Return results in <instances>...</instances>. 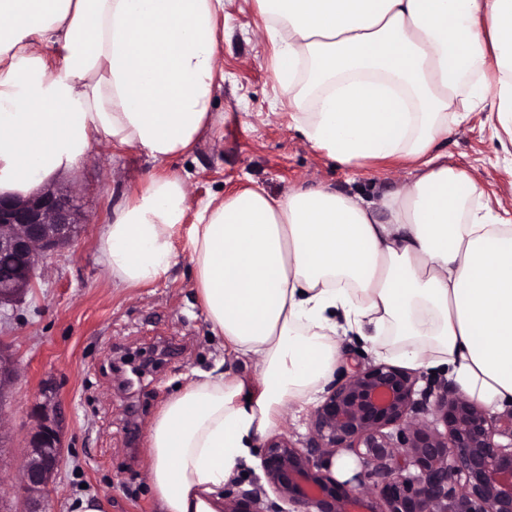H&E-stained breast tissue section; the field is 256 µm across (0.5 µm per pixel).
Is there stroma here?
Listing matches in <instances>:
<instances>
[{
    "mask_svg": "<svg viewBox=\"0 0 512 512\" xmlns=\"http://www.w3.org/2000/svg\"><path fill=\"white\" fill-rule=\"evenodd\" d=\"M218 33L224 81L213 94L215 125L193 152L156 165L142 150L101 142L55 184L78 188L86 222L75 243L48 261L47 273L25 302L0 321L22 373L9 404L14 448H22L42 377L53 376L64 419L63 465L52 512H67L81 492L105 493L108 512H153L144 467L148 427L184 374L213 368L217 343L195 293L186 253L167 278L146 288H119L97 259L102 225L156 169L187 176L192 201L259 185L281 194L300 184L326 183L375 198L406 179L403 164H378L355 177L308 144L288 110H272L270 66L276 46L252 0H225ZM450 164L478 179L491 198L512 206V155L483 113L457 128L443 147ZM149 359L142 386L121 387L116 364Z\"/></svg>",
    "mask_w": 512,
    "mask_h": 512,
    "instance_id": "stroma-1",
    "label": "stroma"
}]
</instances>
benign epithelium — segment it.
<instances>
[{
    "mask_svg": "<svg viewBox=\"0 0 512 512\" xmlns=\"http://www.w3.org/2000/svg\"><path fill=\"white\" fill-rule=\"evenodd\" d=\"M80 216L72 190L0 196V258L10 261L0 279V314L23 303L48 259L73 244ZM20 372L0 338V474L6 405ZM420 380L385 362L354 365L327 388L303 444L284 436L263 444L267 486L224 490V512H512V408L493 416L446 379L422 388ZM32 417L22 454L0 484V512H51L63 457L53 378L42 381ZM343 452L362 471L340 481L331 467ZM269 490L276 497L270 503Z\"/></svg>",
    "mask_w": 512,
    "mask_h": 512,
    "instance_id": "7a95c632",
    "label": "benign epithelium"
}]
</instances>
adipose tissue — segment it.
I'll return each mask as SVG.
<instances>
[{"instance_id":"obj_1","label":"adipose tissue","mask_w":512,"mask_h":512,"mask_svg":"<svg viewBox=\"0 0 512 512\" xmlns=\"http://www.w3.org/2000/svg\"><path fill=\"white\" fill-rule=\"evenodd\" d=\"M277 46L275 104L315 149L362 175L416 162L368 200L322 185L245 189L191 206L152 173L98 241L122 288L185 250L225 356L150 423L157 512H223L224 486L289 407L331 380L338 339L407 368L447 369L489 411L512 408V209L439 154L474 112L512 140V0H254ZM224 0H0V193L27 195L102 140L162 163L209 129Z\"/></svg>"}]
</instances>
